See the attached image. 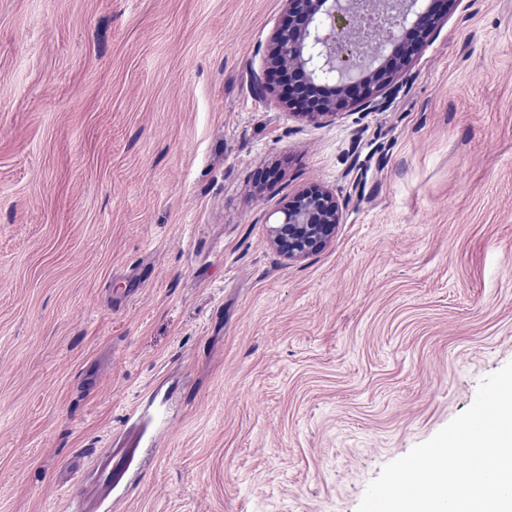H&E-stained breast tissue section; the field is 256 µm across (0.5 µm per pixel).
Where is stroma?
Returning <instances> with one entry per match:
<instances>
[{
  "label": "stroma",
  "instance_id": "35a3bbf8",
  "mask_svg": "<svg viewBox=\"0 0 512 512\" xmlns=\"http://www.w3.org/2000/svg\"><path fill=\"white\" fill-rule=\"evenodd\" d=\"M284 19L0 0V512H357L512 361V0L316 121ZM313 185L341 222L291 261ZM278 219L266 226L271 245L291 261L319 252L340 224V209L329 191L314 187L283 207Z\"/></svg>",
  "mask_w": 512,
  "mask_h": 512
}]
</instances>
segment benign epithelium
Returning <instances> with one entry per match:
<instances>
[{
    "mask_svg": "<svg viewBox=\"0 0 512 512\" xmlns=\"http://www.w3.org/2000/svg\"><path fill=\"white\" fill-rule=\"evenodd\" d=\"M287 20L275 34L269 58L272 72L286 79L301 76L286 101L317 120L349 103H373V97L418 53L444 13L417 0H285ZM382 15L385 38L363 48L361 22ZM340 209L329 191L314 187L281 209L266 225L271 245L291 261L327 245Z\"/></svg>",
    "mask_w": 512,
    "mask_h": 512,
    "instance_id": "obj_1",
    "label": "benign epithelium"
}]
</instances>
